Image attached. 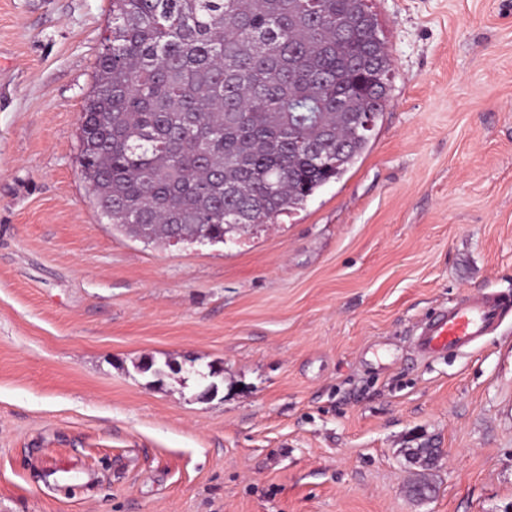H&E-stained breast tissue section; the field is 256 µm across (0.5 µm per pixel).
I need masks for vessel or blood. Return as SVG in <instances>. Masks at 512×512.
<instances>
[{
	"label": "vessel or blood",
	"instance_id": "vessel-or-blood-1",
	"mask_svg": "<svg viewBox=\"0 0 512 512\" xmlns=\"http://www.w3.org/2000/svg\"><path fill=\"white\" fill-rule=\"evenodd\" d=\"M506 314L507 304L495 292L465 295L425 322L416 339V349L432 355L472 348L495 332Z\"/></svg>",
	"mask_w": 512,
	"mask_h": 512
}]
</instances>
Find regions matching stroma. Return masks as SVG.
Here are the masks:
<instances>
[{"label": "stroma", "instance_id": "obj_1", "mask_svg": "<svg viewBox=\"0 0 512 512\" xmlns=\"http://www.w3.org/2000/svg\"><path fill=\"white\" fill-rule=\"evenodd\" d=\"M369 7L394 72L368 149L276 223L157 246L78 161L111 0H0V512H512V314L414 349L512 296V0ZM507 311L502 296L493 291L465 295L425 322L416 349L432 355L472 348L498 329ZM440 450L439 456H436L433 448H426V451L423 448H410L406 450V454L409 462L420 468V472L423 474L435 469L445 457V451L442 448Z\"/></svg>", "mask_w": 512, "mask_h": 512}]
</instances>
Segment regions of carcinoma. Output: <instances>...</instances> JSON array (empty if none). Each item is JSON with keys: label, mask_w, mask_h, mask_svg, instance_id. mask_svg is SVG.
Here are the masks:
<instances>
[{"label": "carcinoma", "mask_w": 512, "mask_h": 512, "mask_svg": "<svg viewBox=\"0 0 512 512\" xmlns=\"http://www.w3.org/2000/svg\"><path fill=\"white\" fill-rule=\"evenodd\" d=\"M106 40L79 163L150 242L222 243L305 204L367 150L352 115L377 118L392 71L357 0H112Z\"/></svg>", "instance_id": "obj_1"}]
</instances>
